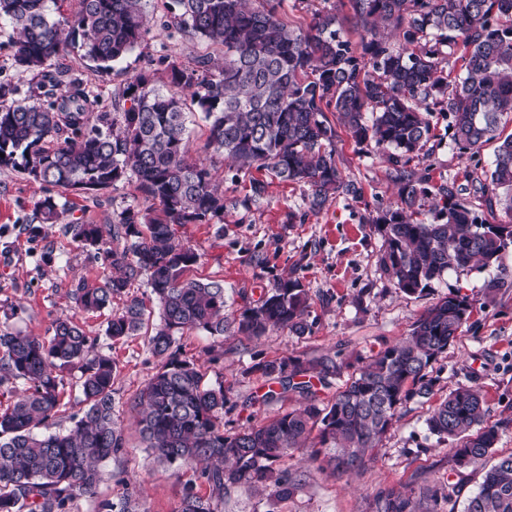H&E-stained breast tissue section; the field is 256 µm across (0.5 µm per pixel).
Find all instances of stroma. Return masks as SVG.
Masks as SVG:
<instances>
[{
  "label": "stroma",
  "mask_w": 512,
  "mask_h": 512,
  "mask_svg": "<svg viewBox=\"0 0 512 512\" xmlns=\"http://www.w3.org/2000/svg\"><path fill=\"white\" fill-rule=\"evenodd\" d=\"M164 4L165 0H143L150 32L113 70L94 71L77 48L62 58V65L97 95L98 111L127 109V85L137 75L167 86L166 61L189 66L205 51L214 60L222 59L221 47L168 35L161 27ZM333 4L347 37L356 38L350 9L337 0H284L280 14L290 27L299 28L311 22L314 11ZM432 121L436 137L431 150L412 162L416 175L433 190L443 184L462 188L472 210L486 223L512 222V214L498 206L488 207L484 197L472 190L475 180L486 176L493 144L472 156L459 155L451 145L447 117L436 114ZM187 128L192 160L210 170L225 196L248 194V176L236 172L223 153L207 148L206 123L198 106H191ZM336 163L343 178L360 188V196L340 195L313 211L308 207L309 185L276 181L266 198L250 208L230 209L210 223L176 229L177 237L200 255L193 277L223 283L225 315L255 305L287 278L298 279L311 297L312 332L306 336L279 330L258 339L229 334L218 338L194 330L177 339L178 356L205 363L208 381L222 380L227 396L237 402V409L224 417L225 430L236 431L247 418L269 419L302 403L293 394L282 403L248 407L251 397L267 389L265 380L252 370L259 360L338 352L353 362L406 338L413 323L448 295L469 297L473 312L457 340L433 365V396H416L400 406L397 422L374 449L366 469L348 475L323 472L309 463L306 452L299 451L288 460L289 469L302 476L290 497L273 506L267 494L239 490L225 498L218 512H268L272 507L277 512H376L380 491L395 488L417 493L426 487L443 494L439 512H464L482 481L483 465L456 464L448 443L429 432L426 419L438 399L458 385L477 386L484 395L486 424L499 428L494 456L512 454V288L487 291V283L497 275L493 267L448 272L420 295L395 288L380 266L383 239L372 223L378 209L396 199L399 181L393 168L342 128L337 131ZM57 193V188L30 181L13 167L0 166V304L17 308L13 316L0 311V328L47 336L53 322L74 318L116 363L115 415L124 428L127 453L122 462L106 463L109 479L98 486L94 497L80 500L75 512H95L98 501L116 502L128 491L143 512H176L182 487L193 472L185 466L153 462L140 443L133 424L136 413L130 408L158 360L144 336L111 342L105 335L109 311H78L72 289L83 280L97 283L103 268L92 251L63 232L64 224L78 218L103 224L125 208L143 211L152 203L132 180L95 196L70 193L64 198L66 208L59 223L32 235L36 202Z\"/></svg>",
  "instance_id": "35a3bbf8"
}]
</instances>
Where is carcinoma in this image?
Here are the masks:
<instances>
[{
    "mask_svg": "<svg viewBox=\"0 0 512 512\" xmlns=\"http://www.w3.org/2000/svg\"><path fill=\"white\" fill-rule=\"evenodd\" d=\"M142 2L79 0L75 14L54 17L50 4L57 0H0V32H11L13 62L40 71L44 88L36 102L10 103L14 89L0 82V165L87 195L134 177L141 193L158 203L157 215L127 208L107 224L77 221L66 228L74 241L95 250L104 269L114 270L97 284L80 282L73 299L81 310L97 312L126 297L105 332L114 340L137 336L147 309L127 288L140 274L149 277L159 323L148 346L159 364L133 408L153 461L194 471L177 512H217L239 488L262 487L275 504L299 485L287 463L294 451L307 450L318 469L333 474L366 468L365 452L393 428L404 401L433 394L432 365L468 321L473 303L459 295L441 299L403 342L358 366L337 353L257 363L268 390L249 405L282 402L291 393L306 404L224 432V413L237 404L224 383L206 380L203 366L179 358L177 337L191 330L215 337L274 330L304 336L311 332L310 302L299 280L290 279L230 320L224 286L186 276L200 255L176 237L175 227L207 224L230 205L247 209L265 197L270 182L253 177L244 198H224L209 170L189 158L182 93L191 92L209 121L208 146L240 171L309 185L313 211L340 194L359 193L336 164V129L325 116L333 108L355 141L385 156L400 181L397 202L372 219L384 240L379 263L389 281L421 294L450 270L480 265L500 270L488 289L503 288L512 225L484 223L453 185L431 194L407 165L432 138L424 112L444 113L460 154L498 141L476 192L512 212V134H498L501 120L512 116V0H348L357 42L344 36L333 9L291 29L279 16L283 0H174L178 13L162 28L221 46L224 65L215 66L209 53L197 56L193 69L173 62L164 90L138 75L127 86L130 107L118 120L95 111V100L58 60L80 36L84 57L98 70L112 68L148 33ZM457 48L464 73L450 81ZM431 195V221L413 219ZM60 213L52 196L36 203L41 224L57 223ZM66 370L75 373L82 416L70 430L39 436L34 429L57 417ZM115 370L72 319L55 321L50 336L0 330V392L12 398L0 408V512H74L78 499L95 494L103 463L126 454L114 415ZM346 370L343 386L318 401V390L331 388ZM426 424L451 444L459 464L491 454L499 433L498 426L483 425L482 395L466 384L441 399ZM201 484L209 495L200 493ZM381 500L383 512H416L407 494L385 490ZM96 512L139 510L126 494L118 503L99 501ZM465 512H512V455L484 473Z\"/></svg>",
    "mask_w": 512,
    "mask_h": 512,
    "instance_id": "obj_1",
    "label": "carcinoma"
}]
</instances>
